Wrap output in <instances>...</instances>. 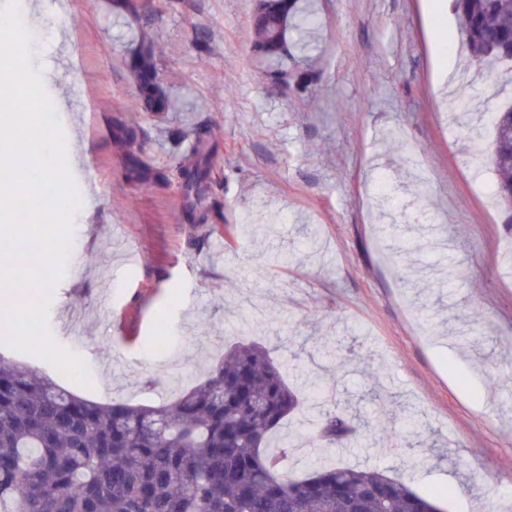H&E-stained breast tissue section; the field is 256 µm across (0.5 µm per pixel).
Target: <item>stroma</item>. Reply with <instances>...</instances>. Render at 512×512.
<instances>
[{"instance_id":"stroma-1","label":"stroma","mask_w":512,"mask_h":512,"mask_svg":"<svg viewBox=\"0 0 512 512\" xmlns=\"http://www.w3.org/2000/svg\"><path fill=\"white\" fill-rule=\"evenodd\" d=\"M117 2L20 0L78 157L48 328L92 383L60 385L158 402L255 341L302 402L271 439L289 476L379 469L443 512H512V383L492 381L512 376V211L463 164L512 85L475 73L449 0H312L284 83L251 52L255 0ZM145 24L169 46L158 114L127 109ZM197 148L194 209L175 165ZM332 408L359 424L338 445L317 436Z\"/></svg>"}]
</instances>
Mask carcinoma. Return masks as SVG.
Instances as JSON below:
<instances>
[{
    "label": "carcinoma",
    "mask_w": 512,
    "mask_h": 512,
    "mask_svg": "<svg viewBox=\"0 0 512 512\" xmlns=\"http://www.w3.org/2000/svg\"><path fill=\"white\" fill-rule=\"evenodd\" d=\"M476 66L507 68L512 84V0H453ZM316 14L289 5L288 27L306 47ZM277 36L252 27V43ZM130 70L140 89L130 111L167 106L156 81L167 46L140 28ZM489 161L495 194L512 200V109L494 114ZM188 190L209 166L187 158ZM299 397L266 348L238 343L207 378L157 404L92 401L0 357V512H440L432 496L377 469L323 466L302 480L284 472L288 447L268 435ZM351 422L326 411L319 436L348 439Z\"/></svg>",
    "instance_id": "carcinoma-1"
}]
</instances>
